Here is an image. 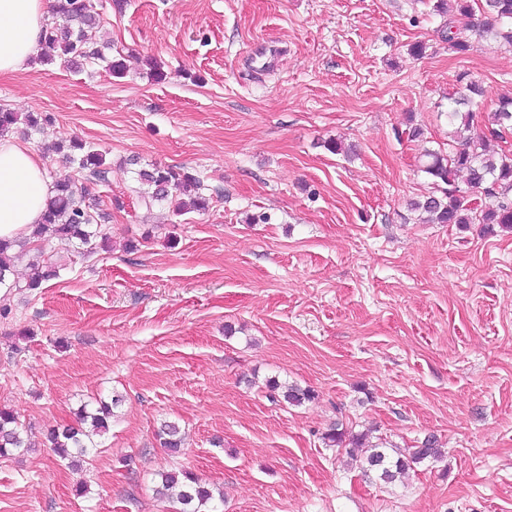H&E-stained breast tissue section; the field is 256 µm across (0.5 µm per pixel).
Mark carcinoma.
Returning a JSON list of instances; mask_svg holds the SVG:
<instances>
[{"label": "carcinoma", "instance_id": "cac0c4a2", "mask_svg": "<svg viewBox=\"0 0 512 512\" xmlns=\"http://www.w3.org/2000/svg\"><path fill=\"white\" fill-rule=\"evenodd\" d=\"M482 27L505 45L512 46V0H479ZM53 14L57 21L49 23L43 31L40 59L52 62L60 59L76 68L87 63L103 61L111 74L120 77L124 74L122 60L112 58V41L99 36L100 20L90 0H55ZM445 40L458 53L470 50L468 37L461 29L447 28ZM462 89L454 98L455 108L448 111V121L454 125L448 140V152L429 151L428 161L422 171L429 175L441 195L424 197L413 203L415 209L426 214L431 224H487L498 225L504 231L512 232V155L490 152L486 149L484 136L474 126L473 112L464 111L473 98L483 94L482 87L459 77ZM51 123V117L41 112L18 113L0 108V137L22 127L26 133L39 132ZM492 133L500 134L502 129H512V96L503 95L497 109L492 112ZM57 152L82 174L83 178L96 183L105 179L107 173L106 154L87 142L73 138L61 141ZM464 176L466 188H461L457 180ZM136 190L147 205L167 202L173 212L180 214L190 205L197 211L209 207V199L198 195L186 203L180 196L187 195L200 187V180L187 172L170 167L155 166L138 171ZM491 184L499 189L502 201L494 208L478 210L468 204L466 192ZM100 214L92 212V205L86 202V188L69 180L53 183L52 194L47 200L41 223L36 225L33 237L35 250L43 252L44 234L62 241L77 242L93 250L104 247L108 237L98 224ZM28 245L26 241L0 239V289L7 292L23 287L34 291L48 280L59 277V268L50 259L33 268L25 285L14 279L15 261ZM285 402L298 406L313 397L308 389L290 385L282 392ZM121 402L115 397L108 404L102 400L97 406L85 403L75 412L71 424L52 428L45 434L46 442L62 460L75 466L78 458L98 447V439L110 429L113 406ZM160 445L172 453L181 451L183 442L180 427L175 422H165L156 433ZM329 447H341L344 443L352 448H366L359 457L361 467L372 470L377 478L385 483H394L405 478L409 471L426 461H436L442 457L438 439L429 435L406 453L389 452L385 443L365 445V435H353L346 439V430L340 422L334 423L323 436ZM30 447L23 424L11 411L0 409V458L18 455ZM161 485L156 494L161 497L174 492L181 505L180 512H219L216 501H224L223 496H215L208 484L202 482L188 470L169 471L160 474Z\"/></svg>", "mask_w": 512, "mask_h": 512}]
</instances>
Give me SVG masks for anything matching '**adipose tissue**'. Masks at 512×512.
<instances>
[{"mask_svg":"<svg viewBox=\"0 0 512 512\" xmlns=\"http://www.w3.org/2000/svg\"><path fill=\"white\" fill-rule=\"evenodd\" d=\"M48 0H0V74L27 70L47 15ZM51 181L29 143L0 139V237H30Z\"/></svg>","mask_w":512,"mask_h":512,"instance_id":"ef3b65f1","label":"adipose tissue"}]
</instances>
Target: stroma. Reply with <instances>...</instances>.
Segmentation results:
<instances>
[{"instance_id": "1", "label": "stroma", "mask_w": 512, "mask_h": 512, "mask_svg": "<svg viewBox=\"0 0 512 512\" xmlns=\"http://www.w3.org/2000/svg\"><path fill=\"white\" fill-rule=\"evenodd\" d=\"M95 3L123 77L60 60L0 76V107L53 118L28 139L50 180L78 176L54 143L106 152L89 193L112 215L109 249L52 242L60 279L0 293V407L32 441L0 458V512H175L155 487L181 469L221 512H512V233L412 207L458 76L484 88L487 129L512 48L472 31L454 52L442 29L466 20L431 0ZM154 166L198 176L208 210L146 206ZM271 378L314 396L272 399ZM115 395L81 470L44 447ZM166 421L186 433L175 455ZM337 421L401 448L432 434L444 456L385 485L326 447ZM156 436L163 448L171 453H179L183 442L180 427L175 422H163L156 433Z\"/></svg>"}]
</instances>
